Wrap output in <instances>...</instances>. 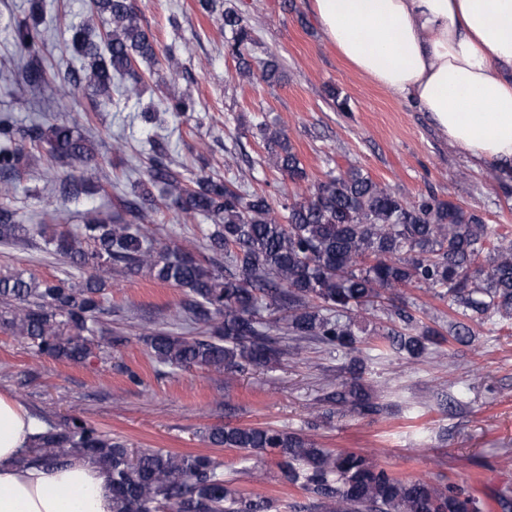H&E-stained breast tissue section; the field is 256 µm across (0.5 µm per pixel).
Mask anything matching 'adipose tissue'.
<instances>
[{
    "instance_id": "1",
    "label": "adipose tissue",
    "mask_w": 512,
    "mask_h": 512,
    "mask_svg": "<svg viewBox=\"0 0 512 512\" xmlns=\"http://www.w3.org/2000/svg\"><path fill=\"white\" fill-rule=\"evenodd\" d=\"M311 12L355 71L429 113L456 153L512 169V0H311ZM39 430L0 393V512H112L90 460L18 466Z\"/></svg>"
}]
</instances>
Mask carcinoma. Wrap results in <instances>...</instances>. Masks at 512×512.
I'll list each match as a JSON object with an SVG mask.
<instances>
[{
  "label": "carcinoma",
  "instance_id": "cac0c4a2",
  "mask_svg": "<svg viewBox=\"0 0 512 512\" xmlns=\"http://www.w3.org/2000/svg\"><path fill=\"white\" fill-rule=\"evenodd\" d=\"M197 4L223 21L230 33L224 55L236 62L242 78L253 79L249 26L231 8L217 12V0ZM96 16L106 18L107 26H95ZM12 39L27 55L17 70L24 75L21 85L35 89L45 82V72L34 64L43 30L35 20L23 22L12 29ZM66 47L80 67L58 73L54 90L64 98L87 93L96 110L111 105L114 93L126 101L139 99L144 78L137 65L157 61L154 42L130 0H92L90 19L69 26ZM260 78L267 83L281 78L276 59L263 62ZM164 111L190 118L195 103L173 93ZM256 129L265 163L295 185L293 194L247 191L209 175L188 184L174 158L158 154L149 160L148 181L162 185L183 219L212 221L203 229L205 256L162 246L138 228L149 223L156 206L143 183L134 198L119 199L121 212L95 211L74 231L48 234L43 225L27 224L16 211L0 207V243L38 236L44 252L85 273L77 283L22 271L1 274L0 328L39 355L83 364L106 344L100 316L112 274L143 271L184 293L171 325L187 335L166 329L142 335L154 362L172 370L268 367L288 355L290 340L297 346L317 342L347 355L366 343L421 357L444 337L419 324L409 310H394L379 329L359 326L378 312L387 293L408 286L437 291L461 317L453 334L460 344L475 326L495 317L512 320L511 234L432 192L407 199L357 166L304 189L309 176L286 132L265 122ZM25 143L53 162L89 164L98 157L94 143L75 125L32 120L19 127L0 117V195L12 191L10 179L20 169ZM482 256L488 260L484 278L473 271ZM336 403L376 409L357 372L336 391ZM206 440L257 461L280 458L284 477L317 497L324 512H485L478 498L457 486L399 479L365 455L335 453L296 432L226 425L209 429ZM77 457L108 473L112 512L277 510L271 499L233 489L208 454L157 450L135 457L124 441L76 415L60 425L46 422L19 463L57 467Z\"/></svg>",
  "mask_w": 512,
  "mask_h": 512
}]
</instances>
